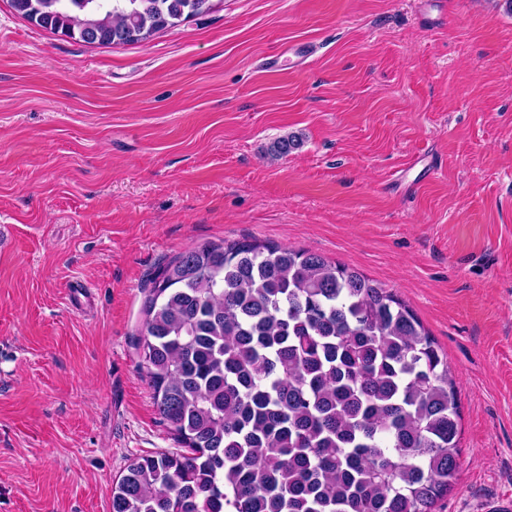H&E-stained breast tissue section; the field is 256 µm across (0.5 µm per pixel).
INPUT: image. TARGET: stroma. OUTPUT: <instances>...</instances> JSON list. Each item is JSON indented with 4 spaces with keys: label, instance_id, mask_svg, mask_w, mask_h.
Here are the masks:
<instances>
[{
    "label": "stroma",
    "instance_id": "stroma-1",
    "mask_svg": "<svg viewBox=\"0 0 512 512\" xmlns=\"http://www.w3.org/2000/svg\"><path fill=\"white\" fill-rule=\"evenodd\" d=\"M286 43L307 64L262 70ZM244 236L400 294L461 402L442 512L512 501L505 0H214L112 47L0 0V512H110L127 465L173 447L136 349L143 288Z\"/></svg>",
    "mask_w": 512,
    "mask_h": 512
}]
</instances>
